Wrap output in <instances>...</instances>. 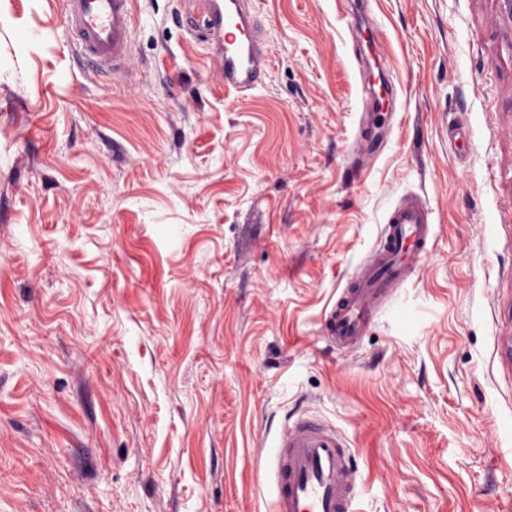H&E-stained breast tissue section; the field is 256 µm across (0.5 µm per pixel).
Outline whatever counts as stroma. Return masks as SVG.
<instances>
[{
    "mask_svg": "<svg viewBox=\"0 0 512 512\" xmlns=\"http://www.w3.org/2000/svg\"><path fill=\"white\" fill-rule=\"evenodd\" d=\"M202 4L136 0L115 80L57 0H0V512H269L300 414L346 438L359 512H512L504 0H254L271 66L243 96ZM407 196L434 247L338 349Z\"/></svg>",
    "mask_w": 512,
    "mask_h": 512,
    "instance_id": "35a3bbf8",
    "label": "stroma"
}]
</instances>
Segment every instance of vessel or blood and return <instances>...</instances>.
I'll list each match as a JSON object with an SVG mask.
<instances>
[{
  "instance_id": "1",
  "label": "vessel or blood",
  "mask_w": 512,
  "mask_h": 512,
  "mask_svg": "<svg viewBox=\"0 0 512 512\" xmlns=\"http://www.w3.org/2000/svg\"><path fill=\"white\" fill-rule=\"evenodd\" d=\"M250 0H205L206 38L216 49V71L228 91L256 87L267 66L265 42ZM135 0H63L66 45L94 71L123 76L132 59ZM434 239L431 210L408 199L388 213L368 261L341 291L326 329L337 348L360 343L393 289L416 271ZM351 453L335 428L299 418L279 435L274 452L276 490L271 512H354Z\"/></svg>"
}]
</instances>
